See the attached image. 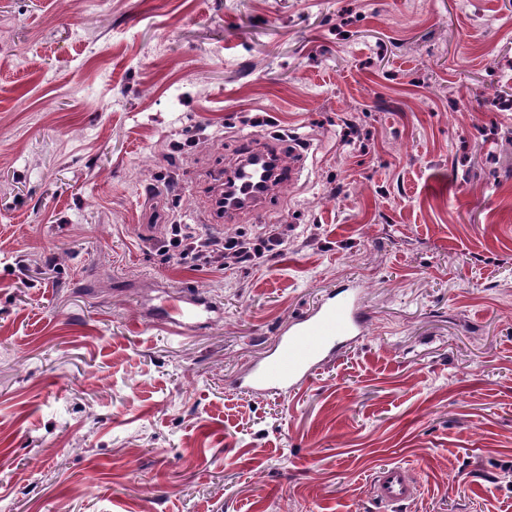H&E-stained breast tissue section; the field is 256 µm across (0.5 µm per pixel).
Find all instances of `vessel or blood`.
<instances>
[{
    "label": "vessel or blood",
    "mask_w": 512,
    "mask_h": 512,
    "mask_svg": "<svg viewBox=\"0 0 512 512\" xmlns=\"http://www.w3.org/2000/svg\"><path fill=\"white\" fill-rule=\"evenodd\" d=\"M208 309V303L193 291L166 301L162 315L181 326ZM369 322L358 288L343 287L328 293L279 332L237 385L252 393L285 394L298 390L326 362L363 337ZM418 485L411 465L392 464L375 473L368 493L384 512H398L400 506L414 498Z\"/></svg>",
    "instance_id": "b4317fda"
}]
</instances>
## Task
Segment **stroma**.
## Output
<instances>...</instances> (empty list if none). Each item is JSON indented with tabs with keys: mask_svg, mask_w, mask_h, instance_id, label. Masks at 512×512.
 Instances as JSON below:
<instances>
[{
	"mask_svg": "<svg viewBox=\"0 0 512 512\" xmlns=\"http://www.w3.org/2000/svg\"><path fill=\"white\" fill-rule=\"evenodd\" d=\"M348 280L363 340L237 386ZM400 462L512 512V0H0V512H382ZM210 306L196 291L189 292L177 299L166 301L162 307V316L177 327L185 325V320L200 316L202 312H210Z\"/></svg>",
	"mask_w": 512,
	"mask_h": 512,
	"instance_id": "35a3bbf8",
	"label": "stroma"
}]
</instances>
